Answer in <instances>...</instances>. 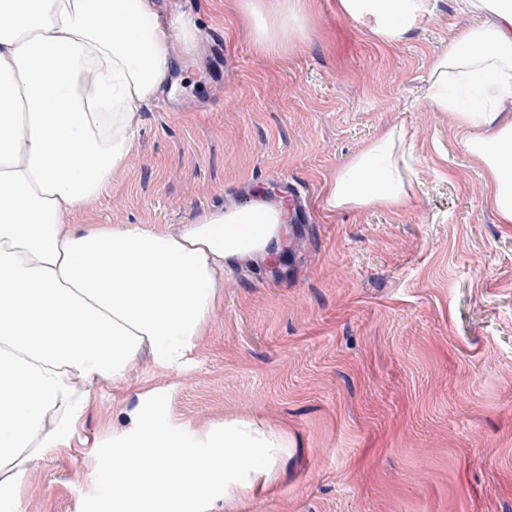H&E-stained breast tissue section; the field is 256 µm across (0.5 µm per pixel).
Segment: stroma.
I'll list each match as a JSON object with an SVG mask.
<instances>
[{
	"label": "stroma",
	"instance_id": "1",
	"mask_svg": "<svg viewBox=\"0 0 512 512\" xmlns=\"http://www.w3.org/2000/svg\"><path fill=\"white\" fill-rule=\"evenodd\" d=\"M243 0H156L188 35L176 93L137 109V144L69 223L167 232L246 204L283 175L309 198L283 254L237 260L180 369L148 358L103 384L68 448L19 484L24 512H111L94 479L112 433L145 393L196 429L228 416L283 430L275 477L206 512H512V224L463 134L426 98L428 72L475 24L458 0L387 45L311 0L303 38L260 51ZM420 192L403 205L338 210L337 169L390 128Z\"/></svg>",
	"mask_w": 512,
	"mask_h": 512
}]
</instances>
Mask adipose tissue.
Masks as SVG:
<instances>
[{
	"mask_svg": "<svg viewBox=\"0 0 512 512\" xmlns=\"http://www.w3.org/2000/svg\"><path fill=\"white\" fill-rule=\"evenodd\" d=\"M462 3L491 20L459 33L431 65L427 97L465 131L501 222L512 224V0ZM245 6L266 53L287 48L308 10L306 0H286L271 22L261 0ZM336 8L371 20L375 36L394 44L429 14L430 0ZM156 15L154 0H0V512H22L20 478L69 446L102 382L122 384L144 353L159 368L182 366L229 260L269 259L283 245L288 209L261 200L205 211L175 233L67 224L127 161L133 112L167 78ZM416 186L403 139L389 131L338 168L329 204L397 206ZM126 422L112 437L111 468L96 476L112 488L113 512H186L203 485L217 483L232 505L273 478L288 446L281 430L241 418L189 429L150 394Z\"/></svg>",
	"mask_w": 512,
	"mask_h": 512,
	"instance_id": "adipose-tissue-1",
	"label": "adipose tissue"
}]
</instances>
